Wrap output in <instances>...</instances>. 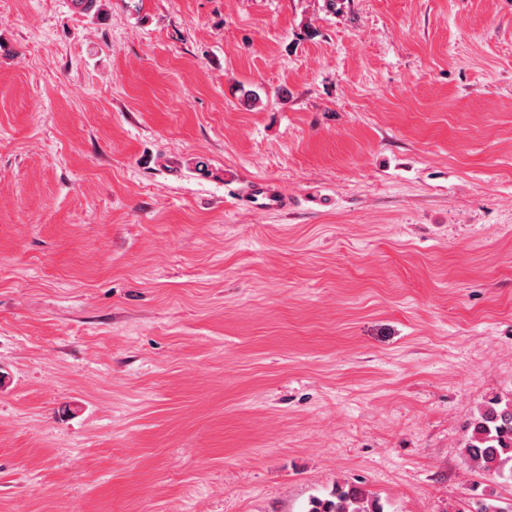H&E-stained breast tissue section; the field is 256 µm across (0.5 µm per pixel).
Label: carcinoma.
<instances>
[{"mask_svg":"<svg viewBox=\"0 0 512 512\" xmlns=\"http://www.w3.org/2000/svg\"><path fill=\"white\" fill-rule=\"evenodd\" d=\"M463 448L479 469L512 479V398L494 397L487 401L468 424ZM308 512H384V509L361 490L340 487L333 499H313Z\"/></svg>","mask_w":512,"mask_h":512,"instance_id":"1","label":"carcinoma"}]
</instances>
